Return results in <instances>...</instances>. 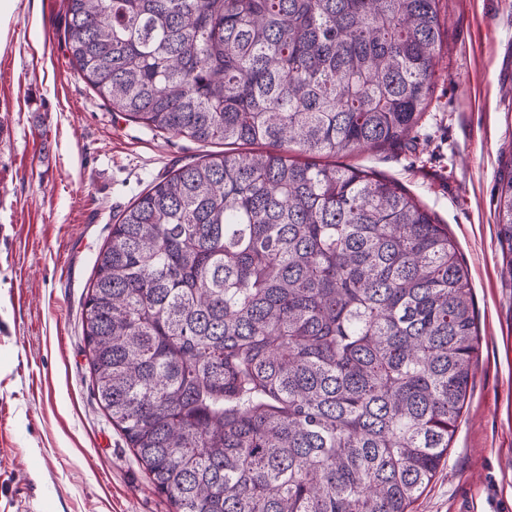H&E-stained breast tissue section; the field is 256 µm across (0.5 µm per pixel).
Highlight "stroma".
I'll use <instances>...</instances> for the list:
<instances>
[{
	"label": "stroma",
	"instance_id": "stroma-1",
	"mask_svg": "<svg viewBox=\"0 0 512 512\" xmlns=\"http://www.w3.org/2000/svg\"><path fill=\"white\" fill-rule=\"evenodd\" d=\"M432 98L410 139L328 161L392 181L448 227L479 353L448 461L411 512H512V0H442ZM64 0H16L0 44V512H172L92 394L81 316L113 224L206 152L113 112L73 67ZM498 222L502 244L506 243L509 253L508 267L512 269V164L499 174Z\"/></svg>",
	"mask_w": 512,
	"mask_h": 512
}]
</instances>
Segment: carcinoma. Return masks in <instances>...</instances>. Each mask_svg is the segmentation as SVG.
Instances as JSON below:
<instances>
[{
	"label": "carcinoma",
	"mask_w": 512,
	"mask_h": 512,
	"mask_svg": "<svg viewBox=\"0 0 512 512\" xmlns=\"http://www.w3.org/2000/svg\"><path fill=\"white\" fill-rule=\"evenodd\" d=\"M440 0H66L112 108L203 144L112 225L92 389L174 512H407L478 356L468 270L392 182L289 155L395 146L430 104ZM498 224L512 270V165Z\"/></svg>",
	"instance_id": "cac0c4a2"
}]
</instances>
